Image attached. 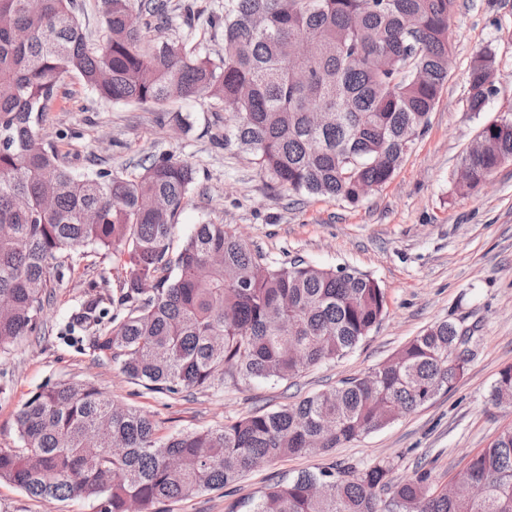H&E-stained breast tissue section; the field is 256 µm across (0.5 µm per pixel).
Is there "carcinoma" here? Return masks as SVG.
Wrapping results in <instances>:
<instances>
[{"mask_svg":"<svg viewBox=\"0 0 512 512\" xmlns=\"http://www.w3.org/2000/svg\"><path fill=\"white\" fill-rule=\"evenodd\" d=\"M74 0H0V352L38 334L47 283L72 254L110 250L122 316L93 337L97 357L133 383L175 398L224 390L225 377L287 381L343 358L379 324L385 295L357 271L295 261L273 268L223 224H198L173 250L195 183L190 164L155 156L136 171L76 176L43 138L65 76L106 101L163 107L205 98L232 111L224 142L247 152L276 187L356 204L385 184L428 124L452 47L456 0H224L213 57L172 26L168 0H102L92 47ZM495 56L479 53L469 107L492 93ZM457 182L475 190L512 161V117L485 126ZM472 332L441 321L392 363L340 385L222 424L157 436L154 420L96 387L58 382L18 410V448H0V479L27 496L83 497L99 512H156L165 501L222 489L279 460L325 453L379 430L446 392L471 361ZM512 407V365L490 392ZM393 463L305 470L266 486L250 512H512V427L467 463L456 487Z\"/></svg>","mask_w":512,"mask_h":512,"instance_id":"1","label":"carcinoma"}]
</instances>
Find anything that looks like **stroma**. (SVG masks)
<instances>
[{"label":"stroma","instance_id":"35a3bbf8","mask_svg":"<svg viewBox=\"0 0 512 512\" xmlns=\"http://www.w3.org/2000/svg\"><path fill=\"white\" fill-rule=\"evenodd\" d=\"M216 2L171 0L175 9L192 4L195 20L189 28L174 19L168 36L221 52L224 30L207 23ZM449 40L448 80L426 130L392 178L354 205L276 188L250 155L225 145L230 116L209 100H178L159 111L102 100L78 75H67L41 133L74 172L131 171L151 155L186 161L196 185L175 243L198 224L230 225L269 264L302 260L370 275L385 293L386 314L347 356L290 381H228L221 393L196 391L174 400L144 391L112 362L97 359L91 331L73 326L85 301L117 286L111 253L88 252L61 280L51 281L41 333L0 354V448L19 447L16 414L48 383L93 384L149 414L164 437L275 410L328 389L382 365L429 326L448 320L477 336L469 368L451 390L329 453L261 466L224 489L161 504L160 512H237L272 480L335 463L363 468L390 459L399 480L412 478L422 465L441 483L458 477L472 455L512 424V409L490 400L500 369L512 364V162L470 194L455 189L463 151L485 125L512 116V0H457ZM485 50L496 59L495 90L482 111L473 112L468 72ZM98 510L87 499H33L0 481V512Z\"/></svg>","mask_w":512,"mask_h":512}]
</instances>
